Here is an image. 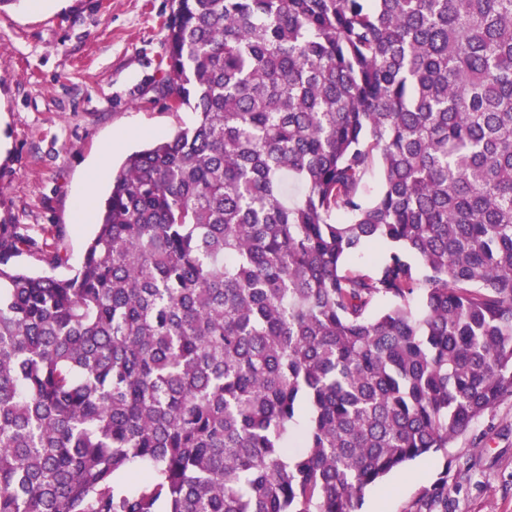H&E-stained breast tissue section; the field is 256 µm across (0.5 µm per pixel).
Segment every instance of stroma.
I'll return each instance as SVG.
<instances>
[{"label": "stroma", "instance_id": "obj_1", "mask_svg": "<svg viewBox=\"0 0 512 512\" xmlns=\"http://www.w3.org/2000/svg\"><path fill=\"white\" fill-rule=\"evenodd\" d=\"M172 0H18L0 9V225L26 226L47 249L83 260L95 232L77 201L96 167L192 125L161 89ZM448 474V512H512V400L438 454L366 488L359 512H404Z\"/></svg>", "mask_w": 512, "mask_h": 512}]
</instances>
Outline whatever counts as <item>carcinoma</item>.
Wrapping results in <instances>:
<instances>
[{"mask_svg": "<svg viewBox=\"0 0 512 512\" xmlns=\"http://www.w3.org/2000/svg\"><path fill=\"white\" fill-rule=\"evenodd\" d=\"M166 31L196 123L126 158L80 267L0 230V512H358L512 398V0H173Z\"/></svg>", "mask_w": 512, "mask_h": 512, "instance_id": "carcinoma-1", "label": "carcinoma"}]
</instances>
